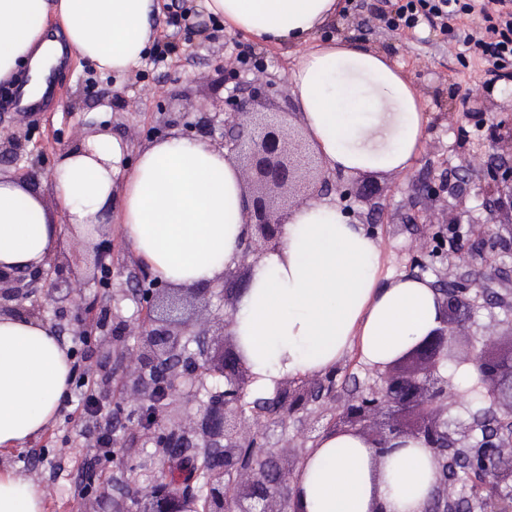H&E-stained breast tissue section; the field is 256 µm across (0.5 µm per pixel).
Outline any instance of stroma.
I'll use <instances>...</instances> for the list:
<instances>
[{"mask_svg":"<svg viewBox=\"0 0 512 512\" xmlns=\"http://www.w3.org/2000/svg\"><path fill=\"white\" fill-rule=\"evenodd\" d=\"M166 0H157L153 20L156 41L173 35L177 46L162 65L151 56L129 71L117 74L98 69L78 54L55 73L54 105L47 112H10L0 106V138L13 136L22 143L18 163L0 164L1 173L26 175L45 202H52L49 175L60 149L76 148L99 127L128 147V160L153 139L168 135V113L181 116L177 134L204 137L212 146L224 141V127L215 124L210 133L198 134L194 127L200 112H218L222 100L236 87L257 84L261 78L278 83L270 92L273 111L289 113L299 125L289 72L303 46L269 47L250 35L227 30L221 19H209L203 0H183L185 19L170 24ZM382 0H338L335 15L315 35L323 42L333 37L352 38L387 54L401 65L427 105L429 121L420 153L404 174L332 173L341 187L331 193L352 221L369 223L381 244V275L401 273L426 277L433 282L464 279L488 285L500 294L512 292V244L485 239L480 255L456 251L459 242L476 238L471 221L485 217L484 199L477 186L455 178L463 161L477 157L479 173L491 165L490 139L495 123L512 122V77L485 87L494 108L481 112L455 100L453 90L472 87L480 75L477 67H464L449 51L439 29L421 24L401 33L386 28L376 16ZM120 98H112V91ZM116 210L99 218L100 231L115 240L111 288L91 280L87 271L93 259V241L73 230L66 217H57L61 238L67 243L71 264L84 273L79 286L61 289L55 296L36 291L30 305L40 308L47 325L71 351L75 361L87 363L99 373V398L110 413L119 439L111 455H89L86 441L101 434L100 428L84 426L75 434L69 415L75 408L78 389H71L62 412L38 439L25 443L22 451L0 455V469H21L45 493V512H84L88 497L109 492L117 495L132 469L155 446L147 437L129 433L122 416L121 367L112 352V329L125 321V342L137 340L140 307L129 296L130 277H144L142 267L123 240ZM455 217V245L446 254L426 249L434 233L448 217Z\"/></svg>","mask_w":512,"mask_h":512,"instance_id":"obj_1","label":"stroma"}]
</instances>
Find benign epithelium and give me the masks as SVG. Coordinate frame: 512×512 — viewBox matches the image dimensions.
<instances>
[{"mask_svg": "<svg viewBox=\"0 0 512 512\" xmlns=\"http://www.w3.org/2000/svg\"><path fill=\"white\" fill-rule=\"evenodd\" d=\"M264 90L249 86L227 97L224 113L225 155L240 163L247 198L248 234L237 265L224 271V279L196 288H169L153 284L137 294L146 313L139 319L137 343L122 344L113 335V346L134 369L120 376L124 404L136 431H149L157 451L140 468L157 473L186 457L192 448H206L214 462L207 474L202 512H293L294 478L307 453H290L285 439L266 459L247 458L244 449L261 438L260 420L248 417L241 403L253 376L231 334L216 339L209 330L195 329L183 309L197 303L208 307L215 296L228 310L222 327L230 326L238 298L235 285L248 259L258 260L280 244L288 213L307 200L329 191L332 183L304 139L286 126L279 112H260ZM499 163L487 171L478 185L491 211L512 217V130L493 136ZM113 240L102 239L93 247V278L112 274ZM66 267L54 260L49 268L19 272L0 267V298L21 301L38 283L49 291L59 287ZM440 325L411 349L357 390L359 403L336 387V371L309 378L298 376L280 382L269 400L274 421L281 425L293 419L300 423L312 408L330 414L324 431H353L371 447L384 452L391 441L424 442L436 464V479L430 490L428 512H512V325L507 333L481 337L464 331L466 320L479 307L483 293L459 281L438 285ZM203 337L211 344L199 355L187 354L189 342ZM448 362L471 364L479 375L478 387L489 401L487 410L472 415L465 426H452L451 408L465 402V394L452 388V378L441 373ZM224 378L225 388L208 391L207 378ZM198 402L196 411L190 404ZM163 421H158L157 410ZM481 455L480 473L494 493L476 509L455 496L451 473ZM145 498L151 507L141 512H186L196 501L193 482L173 487L155 478Z\"/></svg>", "mask_w": 512, "mask_h": 512, "instance_id": "obj_1", "label": "benign epithelium"}]
</instances>
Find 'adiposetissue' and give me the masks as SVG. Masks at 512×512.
<instances>
[{"label":"adipose tissue","instance_id":"adipose-tissue-1","mask_svg":"<svg viewBox=\"0 0 512 512\" xmlns=\"http://www.w3.org/2000/svg\"><path fill=\"white\" fill-rule=\"evenodd\" d=\"M337 0H204L209 15L269 46L310 43L289 73L310 151L325 171L404 173L418 156L427 122L422 96L386 54L312 38ZM155 0H0V82L19 60L49 71L60 54L47 22L69 44L117 73L141 61L153 37ZM106 132L60 154L53 204L0 177V264H46L61 232L56 213L82 228L114 207L125 239L159 280L194 288L235 266L244 240L246 196L237 164L201 139L172 134L142 147ZM430 279L382 278L376 237L328 199L293 209L281 244L252 268L230 332L253 375L270 393L287 377L333 370L351 347L382 367L437 328ZM72 364L39 319L0 315V452L39 438L68 395ZM436 467L422 443L375 448L354 433L322 434L296 478L303 512H425ZM41 487L0 470V512H45Z\"/></svg>","mask_w":512,"mask_h":512}]
</instances>
